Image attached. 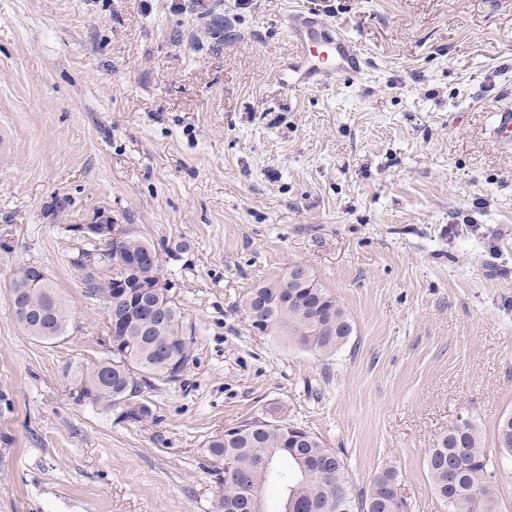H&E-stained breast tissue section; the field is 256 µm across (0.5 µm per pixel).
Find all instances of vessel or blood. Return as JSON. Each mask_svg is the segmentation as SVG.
<instances>
[{
    "label": "vessel or blood",
    "instance_id": "obj_1",
    "mask_svg": "<svg viewBox=\"0 0 512 512\" xmlns=\"http://www.w3.org/2000/svg\"><path fill=\"white\" fill-rule=\"evenodd\" d=\"M287 26L303 62L283 71L284 82L294 86L323 85L336 76H356L367 69L368 60L355 42L327 19L300 11L289 14ZM491 133L501 148L512 151L511 105L495 111Z\"/></svg>",
    "mask_w": 512,
    "mask_h": 512
}]
</instances>
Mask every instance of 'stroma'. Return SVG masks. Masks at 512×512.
Here are the masks:
<instances>
[{
  "mask_svg": "<svg viewBox=\"0 0 512 512\" xmlns=\"http://www.w3.org/2000/svg\"><path fill=\"white\" fill-rule=\"evenodd\" d=\"M363 48L364 74L291 91L287 16ZM512 0H0V512H217L206 442L273 415L318 434L355 486L426 468L475 421L492 459L512 413ZM105 211L151 239L194 333L134 423L69 394L106 355L71 232ZM306 264L354 331L323 356L251 329L259 283ZM40 266L64 336L33 338L9 285ZM491 133L498 145L512 151V106L506 105L494 112Z\"/></svg>",
  "mask_w": 512,
  "mask_h": 512,
  "instance_id": "obj_1",
  "label": "stroma"
}]
</instances>
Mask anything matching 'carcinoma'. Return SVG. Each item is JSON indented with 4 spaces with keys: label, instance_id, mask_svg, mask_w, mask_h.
Instances as JSON below:
<instances>
[{
    "label": "carcinoma",
    "instance_id": "carcinoma-1",
    "mask_svg": "<svg viewBox=\"0 0 512 512\" xmlns=\"http://www.w3.org/2000/svg\"><path fill=\"white\" fill-rule=\"evenodd\" d=\"M112 260V287H105L99 272L78 262L85 296H97L102 306L112 305V315L122 324L114 325L112 365L99 361L80 365L70 379L90 391L83 400L105 410L119 407L125 399L154 387L175 382L194 356L192 326L187 324L177 303L162 312L127 317L130 302L122 280L130 274L144 284L165 282L162 262H146L154 249L148 240L131 231L102 248ZM98 247L94 251L102 250ZM14 305L27 316L18 324L31 336L51 340L63 335L68 323L64 300L51 279L32 283L28 267H20L10 283ZM249 323L265 327L268 336H285L320 354L330 355L343 347L353 333L351 316L336 297L323 288L312 271L302 283L288 282V274L251 289L242 300ZM265 417L241 420L234 429L206 442V452L215 467V476L224 486L220 512H267L266 493L274 487L280 493L279 512H408L400 499L397 471L378 472L369 485H353L339 453L314 432L297 437L290 429L299 424ZM497 445L512 457V413L501 417ZM236 464L235 475H224V458ZM313 459L328 462L325 474L306 472L302 466ZM460 462L454 484L448 483V466ZM427 469L448 512H500L496 484L500 464L484 449L478 425L464 419L448 428L433 442L427 455ZM343 492L336 498V492Z\"/></svg>",
    "mask_w": 512,
    "mask_h": 512
}]
</instances>
